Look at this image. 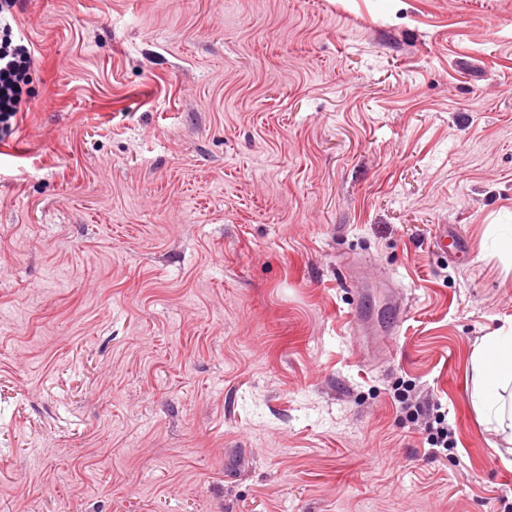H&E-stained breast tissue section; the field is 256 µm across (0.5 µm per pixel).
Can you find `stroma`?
Returning <instances> with one entry per match:
<instances>
[{
  "mask_svg": "<svg viewBox=\"0 0 512 512\" xmlns=\"http://www.w3.org/2000/svg\"><path fill=\"white\" fill-rule=\"evenodd\" d=\"M16 21L0 512H512L471 400L512 322V0Z\"/></svg>",
  "mask_w": 512,
  "mask_h": 512,
  "instance_id": "35a3bbf8",
  "label": "stroma"
}]
</instances>
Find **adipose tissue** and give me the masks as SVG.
Returning <instances> with one entry per match:
<instances>
[{"mask_svg":"<svg viewBox=\"0 0 512 512\" xmlns=\"http://www.w3.org/2000/svg\"><path fill=\"white\" fill-rule=\"evenodd\" d=\"M472 371L476 410L489 430L512 445V323L482 338Z\"/></svg>","mask_w":512,"mask_h":512,"instance_id":"ef3b65f1","label":"adipose tissue"}]
</instances>
